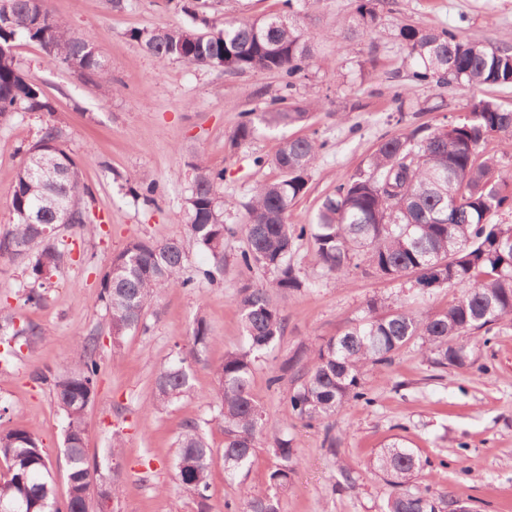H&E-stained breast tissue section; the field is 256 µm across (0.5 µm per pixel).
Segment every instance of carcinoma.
<instances>
[{
	"label": "carcinoma",
	"mask_w": 512,
	"mask_h": 512,
	"mask_svg": "<svg viewBox=\"0 0 512 512\" xmlns=\"http://www.w3.org/2000/svg\"><path fill=\"white\" fill-rule=\"evenodd\" d=\"M207 2L178 0L195 22L192 27L134 30L131 37L160 61L180 60L233 74L279 75L283 94L265 111L241 115L229 136L233 147L249 141L259 124L275 128L306 121L308 108L288 101L287 95L312 61L305 32L286 15L219 21L206 13ZM385 3L360 0L349 30L376 27ZM18 39L37 44L59 67L88 83L112 81L108 61L92 51L94 36L73 30L50 10L48 0H0L1 123L17 112L54 113L41 86L15 64L11 49ZM397 39L417 84L436 89L463 83L512 87V48L490 50L479 41L461 40L450 28L407 23L398 27ZM498 133H512V109L485 98L470 102L458 120L391 136L380 143L367 170L341 183L322 202L314 222L300 226L288 223V213L307 193L309 172L324 143L307 136L283 140L273 158L283 178L256 187L239 228L224 223V200L218 192L224 172L195 164L187 224L194 240L213 256L214 268L200 271L196 280L182 278L186 253L177 240L133 239L113 257L101 278L98 301L105 305L114 347L142 325L146 307L165 289L198 288L224 271L227 235L241 231L247 238L240 267L272 273L260 286L241 287L237 305L246 345L225 353L215 369L226 478L235 480L248 470L257 448L268 449L277 460L269 475L276 494L259 497L240 487L242 512H279V495L287 491L300 464L290 440L269 436L268 421L250 389L255 363L285 332L286 319L272 295L285 297L310 286L307 275L291 263L297 241L312 239L323 267L336 275L359 269L385 279L413 278L423 290L460 289L446 309L435 313L402 305L380 313L374 302L368 315L322 343L289 397L291 412L309 425L335 417L352 401L370 402L365 369L392 364L411 342L426 346L436 368L463 366L471 353L467 339L488 336L501 323L512 322V224L496 221L502 211L512 210V171L502 169L485 148ZM91 199L67 148L65 131L47 120L16 172L10 194L16 222L0 235V258L25 264L34 281L45 285L64 257L53 240L52 225L65 216L72 225L95 223ZM214 340L205 317L197 315L188 353H178L157 373L152 409L162 410L189 392V358ZM97 351V341L87 340L78 346L69 367L36 374L52 386L65 423L66 500L57 502L38 440L16 428L0 432V510L90 508L86 488L101 477L84 450L86 413L95 400L100 373ZM176 446L178 484L196 496L201 512H206L213 450L196 423L181 428ZM428 463L399 442L376 457L373 468L398 489L385 512H439V500L428 491L406 489Z\"/></svg>",
	"instance_id": "cac0c4a2"
}]
</instances>
